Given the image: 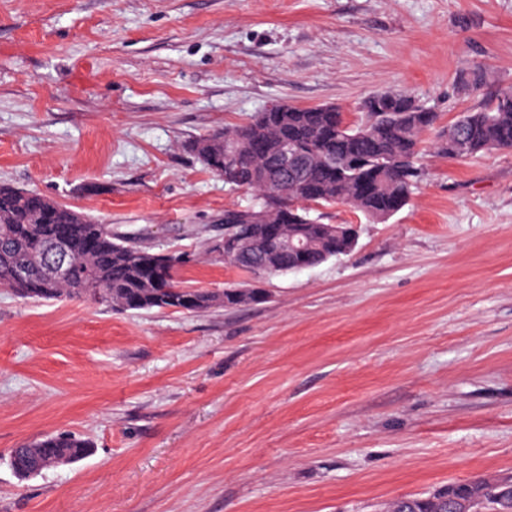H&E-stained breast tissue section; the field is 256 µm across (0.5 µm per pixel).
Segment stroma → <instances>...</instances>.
Segmentation results:
<instances>
[{
  "mask_svg": "<svg viewBox=\"0 0 512 512\" xmlns=\"http://www.w3.org/2000/svg\"><path fill=\"white\" fill-rule=\"evenodd\" d=\"M486 68L481 90L458 76ZM512 87V0H0V183L179 257L184 286L231 190L188 145L271 104L401 91L440 125ZM408 205H344L348 255L201 314L24 301L0 288V512H381L512 475V149L423 151ZM92 454L18 479L48 434Z\"/></svg>",
  "mask_w": 512,
  "mask_h": 512,
  "instance_id": "stroma-1",
  "label": "stroma"
}]
</instances>
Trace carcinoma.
Returning <instances> with one entry per match:
<instances>
[{"label":"carcinoma","instance_id":"obj_1","mask_svg":"<svg viewBox=\"0 0 512 512\" xmlns=\"http://www.w3.org/2000/svg\"><path fill=\"white\" fill-rule=\"evenodd\" d=\"M462 83L478 89L488 82V72L476 67L460 75ZM439 116L411 96L380 92L366 97L360 120L348 124L342 112L324 105L277 106L258 112L247 121L200 137L190 144L211 172L224 178L232 189L250 191L254 204L247 209L224 210V232L243 233L251 227L276 220L289 202L288 223L310 226L308 258L319 265L335 254L351 251L355 243L345 227L323 224L308 215L301 204H343L373 221H384L405 207L422 177L418 158L426 134L437 130L431 148L448 159H465L494 149L512 148V89L503 90L487 105L465 112L452 124L437 127ZM291 141L306 161L288 179L284 194L266 193L263 183L270 160L283 140ZM323 188L310 199L309 189ZM65 224L73 237L70 263L77 276L69 281L49 282L44 277L41 255L54 226ZM100 236L95 254L85 253L80 242L89 235ZM224 262L251 276L264 279L296 269L290 259L263 253L261 242L241 255L223 256ZM176 256L153 253L113 240L112 228L100 224L70 205L10 184H0V288L32 302L62 298L102 296L101 304L113 309L177 311L188 297L196 300L193 312L212 308H238L266 302L258 288L230 286L222 291L186 288L173 278L154 281L144 269L171 270ZM25 265L31 281L20 283L15 270ZM92 444L69 433L50 434L16 449L36 468L52 459L80 461L90 455ZM384 512H512V484L497 479L473 478L453 483L425 497L397 498Z\"/></svg>","mask_w":512,"mask_h":512}]
</instances>
